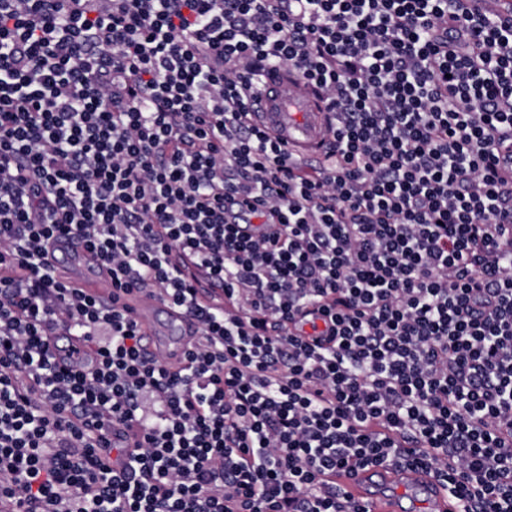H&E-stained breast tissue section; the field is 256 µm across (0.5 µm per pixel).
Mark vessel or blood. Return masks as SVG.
I'll use <instances>...</instances> for the list:
<instances>
[{
  "instance_id": "obj_1",
  "label": "vessel or blood",
  "mask_w": 512,
  "mask_h": 512,
  "mask_svg": "<svg viewBox=\"0 0 512 512\" xmlns=\"http://www.w3.org/2000/svg\"><path fill=\"white\" fill-rule=\"evenodd\" d=\"M256 108L261 125L304 157H317L328 136L325 114L313 89L293 69L276 66L266 74L257 92ZM53 265L66 281L96 296L112 300V278L73 238L57 240L51 248ZM127 303L144 336L149 354H167L172 366H180L183 353L195 338V326L164 298L129 296ZM416 493L430 502L433 512H454L455 506L443 488L429 476L411 470L400 473ZM336 484L351 496L362 497L368 512H401L399 499L360 493L344 478Z\"/></svg>"
}]
</instances>
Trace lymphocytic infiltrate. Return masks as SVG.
<instances>
[{"mask_svg": "<svg viewBox=\"0 0 512 512\" xmlns=\"http://www.w3.org/2000/svg\"><path fill=\"white\" fill-rule=\"evenodd\" d=\"M452 2L0 0V512H366L373 467L512 512V13ZM271 66L333 116L316 162L251 117ZM50 257L58 272L73 288H81L103 303H112V278L74 238H61ZM127 303L144 336L150 355L166 353L173 367L182 363L183 353L195 339V326L164 298L130 295Z\"/></svg>", "mask_w": 512, "mask_h": 512, "instance_id": "obj_1", "label": "lymphocytic infiltrate"}]
</instances>
